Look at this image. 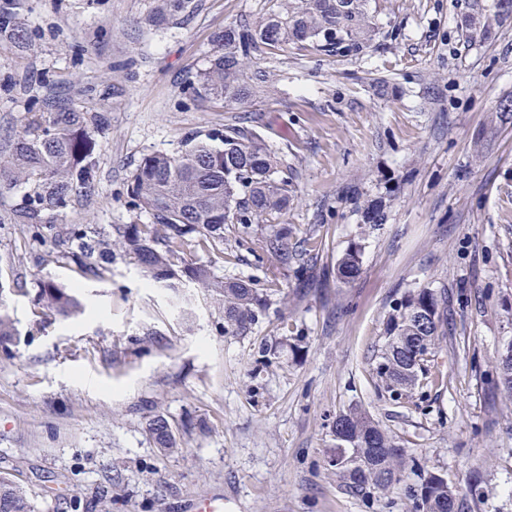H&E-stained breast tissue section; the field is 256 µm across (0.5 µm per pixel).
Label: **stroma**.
Returning a JSON list of instances; mask_svg holds the SVG:
<instances>
[{
  "label": "stroma",
  "instance_id": "obj_1",
  "mask_svg": "<svg viewBox=\"0 0 512 512\" xmlns=\"http://www.w3.org/2000/svg\"><path fill=\"white\" fill-rule=\"evenodd\" d=\"M285 3L15 0L30 39L0 40V139L49 95L109 122L88 195L51 223L110 235L151 223L126 204L141 159L245 126L290 167L278 221L327 274L279 269L258 248L264 224L226 229L220 249L186 247L183 262L217 276L279 279L266 314L228 334L207 289L151 285L121 253L104 277L81 275L52 238L11 223L25 188L1 195L0 314L20 334L0 344V480L22 485L36 512H194L202 494L223 495L226 512H410L407 487L427 473L465 512H512V396L491 383L512 340V112L500 109L512 99V16L497 0H369L379 34L363 54L263 49L255 67L268 79L248 101L190 102L217 34ZM352 249L362 271L338 279ZM44 281L76 288L83 314L38 305ZM422 288L448 291L444 382L397 403L373 359L393 306ZM352 406L419 464L368 502L330 473L331 425ZM159 415L174 451L148 431Z\"/></svg>",
  "mask_w": 512,
  "mask_h": 512
}]
</instances>
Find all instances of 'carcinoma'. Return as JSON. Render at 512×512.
<instances>
[{
	"label": "carcinoma",
	"instance_id": "cac0c4a2",
	"mask_svg": "<svg viewBox=\"0 0 512 512\" xmlns=\"http://www.w3.org/2000/svg\"><path fill=\"white\" fill-rule=\"evenodd\" d=\"M16 44L29 40L26 30L0 11V36ZM376 24L367 0H288L286 8L255 26L226 29L217 36L220 50L188 89L198 103L242 102L248 94L244 74L261 48L275 50L293 42L333 56H358L375 40ZM103 112H83L73 106H35L9 145L0 146V194L24 185V206L17 224L30 226L32 235L54 238L61 253L85 275L103 277L112 264V248L86 224H48L44 213H60L89 188L96 168V134L107 126ZM220 145L215 146L213 142ZM292 172L277 160L260 137L248 128L226 127L199 140L191 135L176 155H146L133 172L128 207L146 211L152 224H128L117 247L132 257L148 276L165 287L188 281L212 292L224 308V332L243 333L269 308L278 292L277 277L269 287L250 280H223L204 264L180 265L186 246L202 250L224 244V225L247 230L269 221L288 207ZM261 252L283 268L300 261L288 243V227L273 228L259 239ZM361 272L358 251L346 253L337 265L342 280ZM40 302L56 315L72 318L84 307L68 288L53 282L40 285ZM447 297L432 288L408 294L389 315L384 345L373 370L389 397L399 402L412 397L421 381L437 386L442 373L435 350L447 333ZM495 383L512 396V342L500 354ZM150 432L161 448L174 447L168 421L159 416ZM331 433L336 441L333 463L339 491L367 501L401 481L415 460L406 457L392 439L359 409L336 415ZM413 512H459L456 493L441 476L430 474L410 492ZM0 512H34L26 490L0 481Z\"/></svg>",
	"mask_w": 512,
	"mask_h": 512
}]
</instances>
